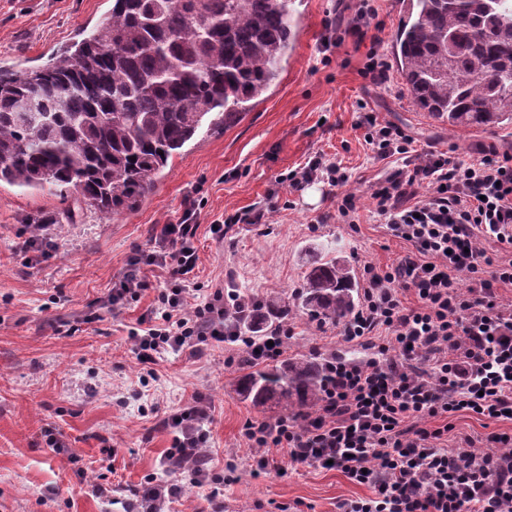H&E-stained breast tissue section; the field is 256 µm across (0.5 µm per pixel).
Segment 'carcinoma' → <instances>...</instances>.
I'll return each mask as SVG.
<instances>
[{
    "label": "carcinoma",
    "mask_w": 512,
    "mask_h": 512,
    "mask_svg": "<svg viewBox=\"0 0 512 512\" xmlns=\"http://www.w3.org/2000/svg\"><path fill=\"white\" fill-rule=\"evenodd\" d=\"M293 0H112L110 13L43 67L0 69V183L72 188L77 208H139L154 178L202 129L237 124L279 78L296 31ZM396 63L414 104L453 129L512 124V0H409ZM449 61L446 73L438 65ZM40 112L25 118L21 103ZM359 302L350 265L320 256L303 291L237 296L241 335L259 340L294 311L332 324ZM326 367L307 357L255 368L236 391L302 413Z\"/></svg>",
    "instance_id": "1"
}]
</instances>
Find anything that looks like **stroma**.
<instances>
[{
    "label": "stroma",
    "mask_w": 512,
    "mask_h": 512,
    "mask_svg": "<svg viewBox=\"0 0 512 512\" xmlns=\"http://www.w3.org/2000/svg\"><path fill=\"white\" fill-rule=\"evenodd\" d=\"M368 28H354L359 0H295L297 41L276 83L236 125L200 132L133 212L103 221L85 208L76 223L45 232L55 248L48 259L20 250L24 219L39 211L64 213L75 195L0 184V512H123L132 491L152 473L166 471L172 435L161 421L192 396L211 407V467L222 481L223 512H338L346 499L371 496L366 485L335 469L296 466L282 451L267 454L274 469L252 472L242 427L247 420L275 421L276 405L254 408L235 391L241 364L228 363L232 345L209 343L201 356L167 353L154 366L157 378L141 384L146 368L128 337L150 309L164 274L149 272V288L122 310L107 303L113 281L128 260L151 245L154 227L178 221L189 203L202 202L195 245V281L244 291L262 299L302 285L308 262L324 248L354 271L383 266L404 251L374 211L372 187L398 167L364 141L365 113L401 127L418 150L470 161L480 148L512 153V125L449 129L417 108L396 66L394 35L406 0H371ZM112 9V0H0V67L39 66L81 40ZM387 65V80L361 75L370 47ZM323 157L342 161L349 181L332 187L322 179L292 190L282 175ZM360 206L357 228L340 223L345 194ZM272 206L264 224H235L223 239L212 222ZM286 358L363 360L336 327L319 329L294 317ZM64 432L67 448H50L44 431ZM78 463H71V456ZM85 476H78V469ZM112 496L88 486L99 474Z\"/></svg>",
    "instance_id": "obj_1"
}]
</instances>
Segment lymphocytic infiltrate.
Instances as JSON below:
<instances>
[{"label":"lymphocytic infiltrate","mask_w":512,"mask_h":512,"mask_svg":"<svg viewBox=\"0 0 512 512\" xmlns=\"http://www.w3.org/2000/svg\"><path fill=\"white\" fill-rule=\"evenodd\" d=\"M365 140L404 165L379 180L371 197L387 233L406 247L390 265L363 266V296L342 323L364 361L331 359L319 408L292 418L246 421L242 435L254 466L267 472V448L291 463L333 466L372 496L340 502V512H512V435L493 432L447 449L444 421L458 413L512 421V155L482 150L470 162L446 153L418 158L413 140L375 113ZM197 208L161 225L149 249L130 258L108 295L113 309L139 300L146 269L165 272L166 288L131 329L140 363L169 351L198 354L208 340L238 343L245 360H276L287 329L256 342L240 337L229 296L192 281L197 266ZM469 286H462L461 278ZM213 418L201 399L171 412L166 458H182L192 485L211 478L200 465Z\"/></svg>","instance_id":"f902f5d3"}]
</instances>
